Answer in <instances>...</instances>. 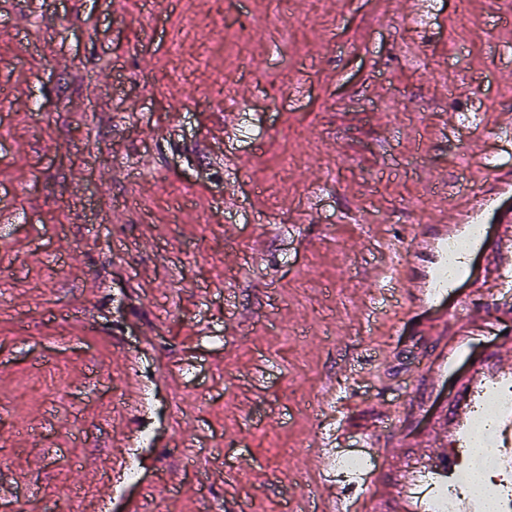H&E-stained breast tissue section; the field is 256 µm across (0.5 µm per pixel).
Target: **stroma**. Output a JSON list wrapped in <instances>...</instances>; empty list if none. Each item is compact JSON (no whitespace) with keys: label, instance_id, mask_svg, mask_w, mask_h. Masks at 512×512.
Wrapping results in <instances>:
<instances>
[{"label":"stroma","instance_id":"obj_1","mask_svg":"<svg viewBox=\"0 0 512 512\" xmlns=\"http://www.w3.org/2000/svg\"><path fill=\"white\" fill-rule=\"evenodd\" d=\"M288 2L0 0V512H96L141 456L115 512H283L331 397L337 456L420 453L380 408L438 338L372 268L442 188L512 214V0Z\"/></svg>","mask_w":512,"mask_h":512}]
</instances>
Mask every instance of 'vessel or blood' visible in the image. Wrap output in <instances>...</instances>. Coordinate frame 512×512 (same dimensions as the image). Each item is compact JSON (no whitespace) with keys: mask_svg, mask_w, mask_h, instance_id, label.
Here are the masks:
<instances>
[{"mask_svg":"<svg viewBox=\"0 0 512 512\" xmlns=\"http://www.w3.org/2000/svg\"><path fill=\"white\" fill-rule=\"evenodd\" d=\"M450 204L456 222L429 220L404 247L405 256L392 274L401 279L408 301L436 311L443 337L432 351L426 368L433 382L458 376L453 400L441 406L430 435L429 452L404 461L392 487V512H431L430 494L454 481L471 425L487 396H495L492 410L498 446L505 460H512V337L493 338L475 350V332L489 326L498 308L495 303L472 304L461 292L466 278L481 283L493 280L499 295L512 294V224L498 225L489 233L471 223L472 199L454 196ZM347 433L346 424L331 429L314 453L322 470L321 486L312 491L315 512H352L350 494L360 484L382 482L379 468L369 474L335 469L331 457Z\"/></svg>","mask_w":512,"mask_h":512,"instance_id":"vessel-or-blood-1","label":"vessel or blood"}]
</instances>
